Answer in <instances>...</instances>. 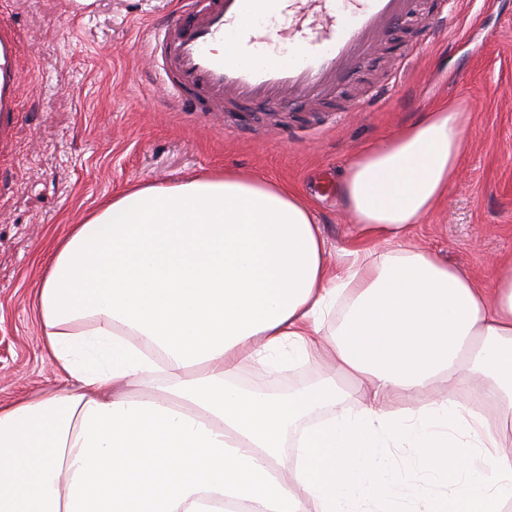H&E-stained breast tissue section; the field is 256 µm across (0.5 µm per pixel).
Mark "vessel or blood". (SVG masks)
Wrapping results in <instances>:
<instances>
[{
	"instance_id": "1",
	"label": "vessel or blood",
	"mask_w": 512,
	"mask_h": 512,
	"mask_svg": "<svg viewBox=\"0 0 512 512\" xmlns=\"http://www.w3.org/2000/svg\"><path fill=\"white\" fill-rule=\"evenodd\" d=\"M181 16L154 24L148 49L162 80L189 112L232 111L248 102L298 106L336 93L360 60L379 50L390 29L407 21L415 0H184ZM278 18L279 29L258 34L247 20ZM267 43V60L248 58ZM282 44L293 46L288 59ZM11 26L0 20V129L15 110L17 72Z\"/></svg>"
}]
</instances>
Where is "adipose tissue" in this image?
<instances>
[{
    "mask_svg": "<svg viewBox=\"0 0 512 512\" xmlns=\"http://www.w3.org/2000/svg\"><path fill=\"white\" fill-rule=\"evenodd\" d=\"M463 153L445 105L355 153L336 266L299 194L233 170L129 187L73 225L37 294L67 385L0 403V512H503L512 418L424 398L462 382L512 406V260L481 283L409 244ZM284 347L331 351L332 374L285 398L234 385ZM349 397L355 415L308 425ZM400 444L440 494L390 478Z\"/></svg>",
    "mask_w": 512,
    "mask_h": 512,
    "instance_id": "adipose-tissue-1",
    "label": "adipose tissue"
}]
</instances>
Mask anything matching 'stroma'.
Here are the masks:
<instances>
[{
  "label": "stroma",
  "instance_id": "obj_1",
  "mask_svg": "<svg viewBox=\"0 0 512 512\" xmlns=\"http://www.w3.org/2000/svg\"><path fill=\"white\" fill-rule=\"evenodd\" d=\"M178 0H0L19 76L0 135V402L61 385L35 302L72 225L127 186L170 185L227 169L293 185L331 253L351 222L338 186L353 154L448 103L466 118L456 183L418 224L414 246L489 278L512 259V0H446L451 27L399 26L342 94L303 108L242 107L213 120L171 103L142 57L147 28ZM364 100L359 112L343 101ZM325 356L282 372L243 364L239 385L290 393L323 378Z\"/></svg>",
  "mask_w": 512,
  "mask_h": 512
}]
</instances>
